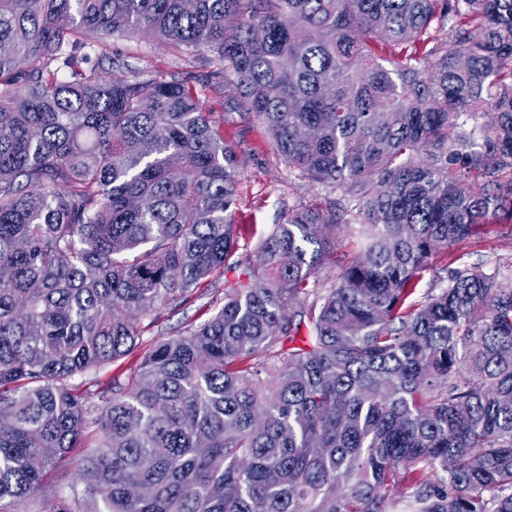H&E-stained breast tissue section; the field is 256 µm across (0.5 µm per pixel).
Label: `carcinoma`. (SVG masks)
Wrapping results in <instances>:
<instances>
[{
  "mask_svg": "<svg viewBox=\"0 0 512 512\" xmlns=\"http://www.w3.org/2000/svg\"><path fill=\"white\" fill-rule=\"evenodd\" d=\"M143 33L221 62L288 166L364 215L336 287L312 285L334 207L236 257L213 112L109 53ZM495 221L512 0H0V501L86 440L105 512H398L397 486L406 512H512V290L474 267L410 301L438 249ZM228 273L203 322L72 383Z\"/></svg>",
  "mask_w": 512,
  "mask_h": 512,
  "instance_id": "carcinoma-1",
  "label": "carcinoma"
}]
</instances>
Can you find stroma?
<instances>
[{"mask_svg":"<svg viewBox=\"0 0 512 512\" xmlns=\"http://www.w3.org/2000/svg\"><path fill=\"white\" fill-rule=\"evenodd\" d=\"M110 48L140 77L167 79L174 75L188 81L212 108L216 126L237 156L234 221L251 229L250 234L238 239L239 255H254L261 236L273 225L282 223L288 210L296 205L304 203L325 208L343 202L341 189L309 182L288 166L278 154L266 125L254 115L238 111L233 86L225 83L220 65L209 60L207 55L188 57L166 42L147 35L112 39ZM328 235L335 241L336 250L316 274L317 286L323 290L338 284L353 251L350 225L338 223ZM473 267L499 273L502 286L512 289V223L489 225L487 232L480 237L434 254L418 284L416 299H425L445 287L451 270ZM223 299L224 284L219 281L202 296L174 311L165 312L154 327L145 330L143 346L175 335L185 324L201 322L209 305ZM81 454V449L76 448L59 459L46 472L41 492L22 502L2 501L0 512H38L44 498L55 494L67 497L71 512H101L103 504L100 499L90 496L85 482L75 474L74 464Z\"/></svg>","mask_w":512,"mask_h":512,"instance_id":"stroma-1","label":"stroma"}]
</instances>
